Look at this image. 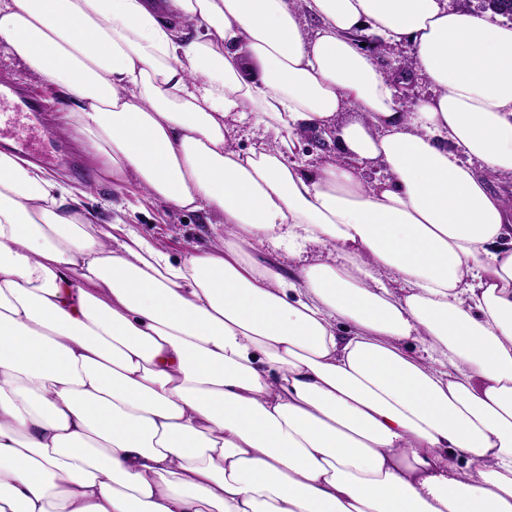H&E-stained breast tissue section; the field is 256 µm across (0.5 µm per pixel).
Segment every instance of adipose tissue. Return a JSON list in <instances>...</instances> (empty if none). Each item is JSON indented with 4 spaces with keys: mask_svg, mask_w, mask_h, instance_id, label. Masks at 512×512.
<instances>
[{
    "mask_svg": "<svg viewBox=\"0 0 512 512\" xmlns=\"http://www.w3.org/2000/svg\"><path fill=\"white\" fill-rule=\"evenodd\" d=\"M363 33L413 55L382 69ZM0 42L113 174L218 218L175 262L0 152V512H512V203L487 180L512 179V24L0 0ZM412 79L433 93L407 105Z\"/></svg>",
    "mask_w": 512,
    "mask_h": 512,
    "instance_id": "obj_1",
    "label": "adipose tissue"
}]
</instances>
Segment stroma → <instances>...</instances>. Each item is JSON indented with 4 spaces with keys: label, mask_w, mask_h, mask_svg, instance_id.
<instances>
[{
    "label": "stroma",
    "mask_w": 512,
    "mask_h": 512,
    "mask_svg": "<svg viewBox=\"0 0 512 512\" xmlns=\"http://www.w3.org/2000/svg\"><path fill=\"white\" fill-rule=\"evenodd\" d=\"M43 90L56 105L53 120H26V135L34 149L45 154V171L62 186L72 189L80 212L95 223L115 219L133 225L139 234L164 249L172 259L209 248L213 242L204 216L171 204L151 202L137 182L112 175L96 152L84 144L68 119L71 105L58 89L42 82L7 47L0 44V77Z\"/></svg>",
    "instance_id": "stroma-1"
}]
</instances>
